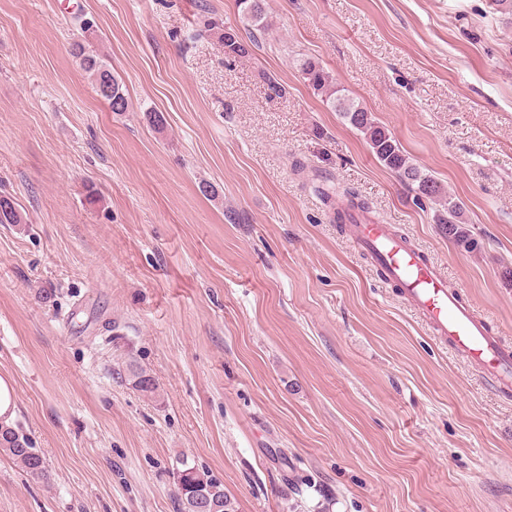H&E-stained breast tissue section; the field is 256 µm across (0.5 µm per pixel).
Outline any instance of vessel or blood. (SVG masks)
<instances>
[{
    "label": "vessel or blood",
    "instance_id": "obj_1",
    "mask_svg": "<svg viewBox=\"0 0 512 512\" xmlns=\"http://www.w3.org/2000/svg\"><path fill=\"white\" fill-rule=\"evenodd\" d=\"M347 227L358 248L379 268L386 282L426 321L434 336L480 365L499 390H512V343L452 289L440 267L393 225L354 210Z\"/></svg>",
    "mask_w": 512,
    "mask_h": 512
}]
</instances>
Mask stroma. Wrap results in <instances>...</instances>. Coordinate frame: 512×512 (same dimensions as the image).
Returning a JSON list of instances; mask_svg holds the SVG:
<instances>
[{"label":"stroma","instance_id":"stroma-1","mask_svg":"<svg viewBox=\"0 0 512 512\" xmlns=\"http://www.w3.org/2000/svg\"><path fill=\"white\" fill-rule=\"evenodd\" d=\"M207 16L239 22L235 0H0V195L25 217L0 224V378L47 466L0 455V512H179L183 458L236 512H512V395L318 193L354 191L512 339V13L267 0L237 58ZM86 21L126 112L69 51ZM306 57L462 203L478 250L323 103Z\"/></svg>","mask_w":512,"mask_h":512}]
</instances>
